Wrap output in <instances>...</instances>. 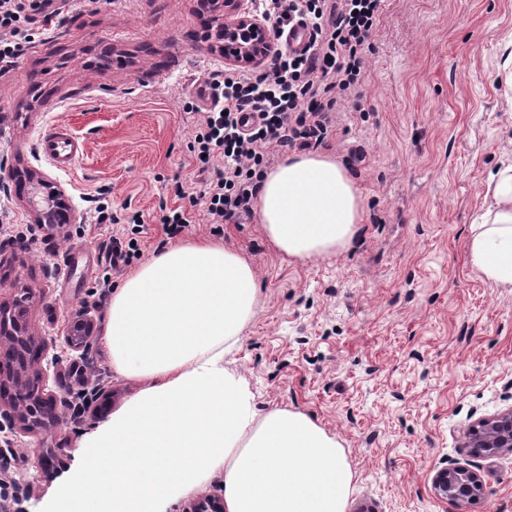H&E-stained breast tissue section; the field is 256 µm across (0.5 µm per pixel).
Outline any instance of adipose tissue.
<instances>
[{"label":"adipose tissue","instance_id":"1","mask_svg":"<svg viewBox=\"0 0 512 512\" xmlns=\"http://www.w3.org/2000/svg\"><path fill=\"white\" fill-rule=\"evenodd\" d=\"M485 196L469 257L512 286V166L489 174ZM257 215L279 250L310 259L351 246L362 206L341 163L304 153L264 175ZM258 292L240 255L198 243L157 251L113 289L105 340L115 371L139 389L84 440L60 512H166L218 472L224 512H346L353 473L341 445L304 412H257L224 365Z\"/></svg>","mask_w":512,"mask_h":512}]
</instances>
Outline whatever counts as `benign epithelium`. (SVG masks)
Masks as SVG:
<instances>
[{
    "instance_id": "obj_1",
    "label": "benign epithelium",
    "mask_w": 512,
    "mask_h": 512,
    "mask_svg": "<svg viewBox=\"0 0 512 512\" xmlns=\"http://www.w3.org/2000/svg\"><path fill=\"white\" fill-rule=\"evenodd\" d=\"M208 5V40L224 52V60L236 67L258 68L274 52V42L266 22L257 18L247 0H200ZM27 202L35 224H73L76 213L65 191L38 173L25 178ZM32 296L16 293L5 310L0 307V428L9 427L24 437H34L47 424L61 421L59 407L67 398L48 388L42 361L51 348L57 350L51 363L59 365L63 356H73L89 347L94 335L93 319L79 311L71 318L62 336L35 335L28 323ZM466 453L495 461L512 453V407L480 418L461 432L460 445ZM435 495L456 506L477 499L484 491L479 472L464 467H441L432 478Z\"/></svg>"
}]
</instances>
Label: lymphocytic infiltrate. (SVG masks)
I'll return each mask as SVG.
<instances>
[{
	"mask_svg": "<svg viewBox=\"0 0 512 512\" xmlns=\"http://www.w3.org/2000/svg\"><path fill=\"white\" fill-rule=\"evenodd\" d=\"M70 7L71 0H0V76L16 67L40 28L63 22ZM257 9L275 37L297 25L308 42L300 50L276 46L264 71L210 75L212 104L189 146L197 180L176 185L177 206L162 207L167 238L184 232L198 208L217 225L250 218L273 148L324 146L335 126L332 92L365 77L382 0H257Z\"/></svg>",
	"mask_w": 512,
	"mask_h": 512,
	"instance_id": "obj_1",
	"label": "lymphocytic infiltrate"
}]
</instances>
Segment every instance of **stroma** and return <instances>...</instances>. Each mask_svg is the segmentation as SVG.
<instances>
[{"mask_svg":"<svg viewBox=\"0 0 512 512\" xmlns=\"http://www.w3.org/2000/svg\"><path fill=\"white\" fill-rule=\"evenodd\" d=\"M208 19L197 0H113L93 15L77 0L0 78V211L36 239L0 236V300L28 289L35 334L61 335L79 310L103 319L112 227L87 221L98 193L142 213L143 258L164 248L159 205L194 177L187 145L202 115L185 103L226 67L204 39ZM511 44L512 0H384L366 77L339 102L326 145L341 161L357 145L369 157L351 170L363 207L354 244L301 260L257 219L218 235L201 215L178 237L223 244L254 268L259 299L224 362L257 410H301L336 437L355 473L347 512H512V454L488 466L459 447L466 425L512 407V286L486 280L467 251L489 171L512 164ZM59 125L84 146L68 171L34 150ZM22 169L58 183L80 223H34L12 190ZM75 249L85 259L63 268ZM86 363L110 394L105 409L77 423L63 410L40 447L8 453L0 479L17 498L0 512H57L81 439L136 392L103 334ZM451 463L480 471L478 501L434 495L435 469Z\"/></svg>","mask_w":512,"mask_h":512,"instance_id":"1","label":"stroma"}]
</instances>
